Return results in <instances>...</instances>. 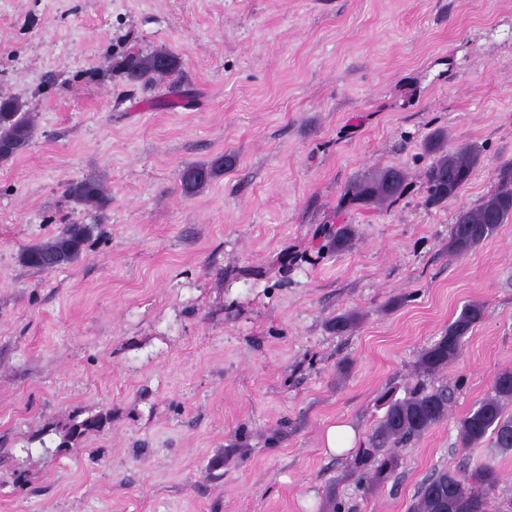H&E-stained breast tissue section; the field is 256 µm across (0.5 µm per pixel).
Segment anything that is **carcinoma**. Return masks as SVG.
I'll return each mask as SVG.
<instances>
[{"instance_id":"obj_1","label":"carcinoma","mask_w":512,"mask_h":512,"mask_svg":"<svg viewBox=\"0 0 512 512\" xmlns=\"http://www.w3.org/2000/svg\"><path fill=\"white\" fill-rule=\"evenodd\" d=\"M181 58L165 48L148 53L128 52L105 59L99 75L104 79L121 76L127 83L153 87L177 74ZM38 124L36 114L26 104L12 96L0 95V162L23 153L32 143ZM424 150L433 157L425 170L427 200L440 204L455 196L472 178L481 163V150L474 145L446 149V134L435 131L424 142ZM232 153L209 161L187 164L179 174L181 191L186 196L201 193L212 180L235 162ZM408 177L400 167L370 169L356 175L346 186L344 196L350 203L366 208H379L397 202L404 195ZM65 198L75 206L101 215L112 202L103 177L88 175L65 184ZM512 219V163L499 169L498 185L473 208L457 211L448 239V251L463 255L492 238L499 227ZM96 224L69 223L50 238L25 245L18 261L25 268L46 272L74 265L81 261L86 244L93 237ZM355 233L348 224H341L324 236L321 249L346 251L353 245ZM485 314L480 303L462 307L457 317L439 340L423 350L417 363L422 378L406 397L388 402L376 429L363 447L359 448L348 466V478L366 485L373 492L383 487L398 471L401 458L395 449L418 439L426 431L448 417L450 395L445 387H427L426 380L448 368L461 354L466 338ZM358 323V314L350 311L329 322V328L343 334ZM512 404V370L498 373L491 392L476 403L458 421V435L465 449L490 439L501 450L512 448V417L504 416L506 405ZM103 418L91 415L74 422L61 445L77 441L101 429ZM499 483L494 460L470 462L465 472L440 470L421 486L411 512H488L489 499Z\"/></svg>"}]
</instances>
